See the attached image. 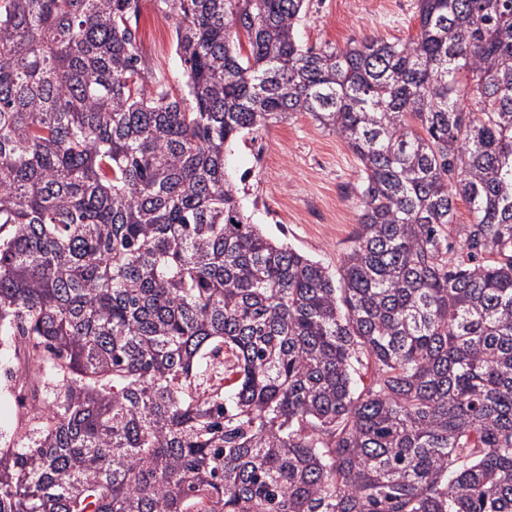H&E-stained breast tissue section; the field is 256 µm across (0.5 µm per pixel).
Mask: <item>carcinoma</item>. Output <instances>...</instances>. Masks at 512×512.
I'll use <instances>...</instances> for the list:
<instances>
[{
  "mask_svg": "<svg viewBox=\"0 0 512 512\" xmlns=\"http://www.w3.org/2000/svg\"><path fill=\"white\" fill-rule=\"evenodd\" d=\"M141 2L0 0V346L53 390L0 512H512V0L343 50L305 0H153L178 90ZM296 112L361 165L336 276L226 173ZM175 21L158 12L152 0H142L137 22L140 49L156 67L158 74L171 81L180 80L182 66L176 52Z\"/></svg>",
  "mask_w": 512,
  "mask_h": 512,
  "instance_id": "carcinoma-1",
  "label": "carcinoma"
}]
</instances>
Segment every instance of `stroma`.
I'll use <instances>...</instances> for the list:
<instances>
[{"instance_id":"35a3bbf8","label":"stroma","mask_w":512,"mask_h":512,"mask_svg":"<svg viewBox=\"0 0 512 512\" xmlns=\"http://www.w3.org/2000/svg\"><path fill=\"white\" fill-rule=\"evenodd\" d=\"M417 31V0H306L298 38L308 47L342 48L366 36L394 42ZM137 39L158 73L179 80L175 23L156 10L153 0L141 2ZM228 174L254 223L336 271L352 246L361 172L356 156L335 133L307 114H293L234 144ZM11 358V350L0 348V433L6 435L25 416L16 383L3 374Z\"/></svg>"}]
</instances>
